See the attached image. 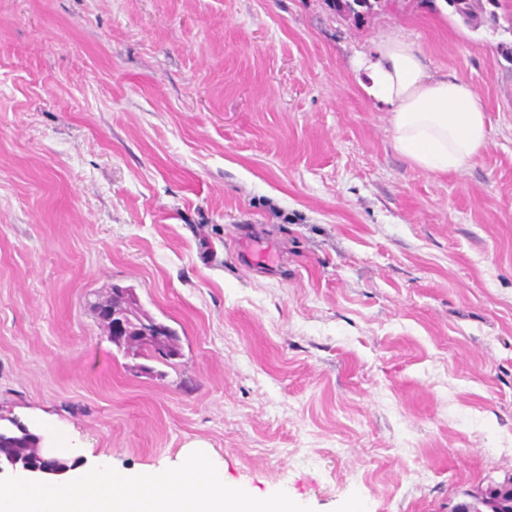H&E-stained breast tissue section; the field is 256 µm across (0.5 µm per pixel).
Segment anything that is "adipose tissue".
<instances>
[{
    "instance_id": "1",
    "label": "adipose tissue",
    "mask_w": 512,
    "mask_h": 512,
    "mask_svg": "<svg viewBox=\"0 0 512 512\" xmlns=\"http://www.w3.org/2000/svg\"><path fill=\"white\" fill-rule=\"evenodd\" d=\"M359 67L368 78L366 92L388 107L395 148L416 166L456 173L486 147L483 99L462 78L429 75L410 41H381Z\"/></svg>"
}]
</instances>
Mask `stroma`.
<instances>
[{"mask_svg": "<svg viewBox=\"0 0 512 512\" xmlns=\"http://www.w3.org/2000/svg\"><path fill=\"white\" fill-rule=\"evenodd\" d=\"M396 36L484 100L460 172L361 87ZM115 285L179 357L112 344ZM0 414L127 472L200 442L314 512L512 472V34L444 0H0ZM331 10L338 14L348 15L359 21L363 16L382 6V0H326Z\"/></svg>", "mask_w": 512, "mask_h": 512, "instance_id": "obj_1", "label": "stroma"}]
</instances>
